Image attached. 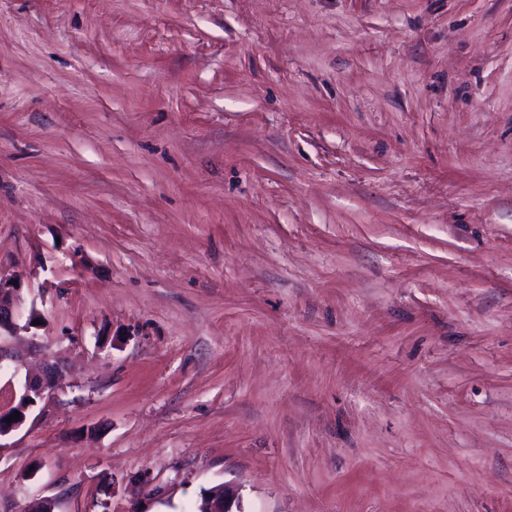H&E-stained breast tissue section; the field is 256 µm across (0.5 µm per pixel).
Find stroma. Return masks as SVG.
I'll return each instance as SVG.
<instances>
[{"label":"stroma","instance_id":"stroma-1","mask_svg":"<svg viewBox=\"0 0 512 512\" xmlns=\"http://www.w3.org/2000/svg\"><path fill=\"white\" fill-rule=\"evenodd\" d=\"M16 274L0 512H512V0H0ZM57 373L56 364H46L44 373L35 378H28L22 390L19 393L17 403L7 412H0V438L9 435L11 432L19 429L26 421L30 410L44 398L46 394L53 391L55 385V376ZM26 403L24 406L23 403ZM14 411L20 412L19 420L10 423L6 418L12 416ZM205 498L208 500L209 510L206 512H241L236 498L224 485L212 487ZM234 505L236 510H233Z\"/></svg>","mask_w":512,"mask_h":512}]
</instances>
